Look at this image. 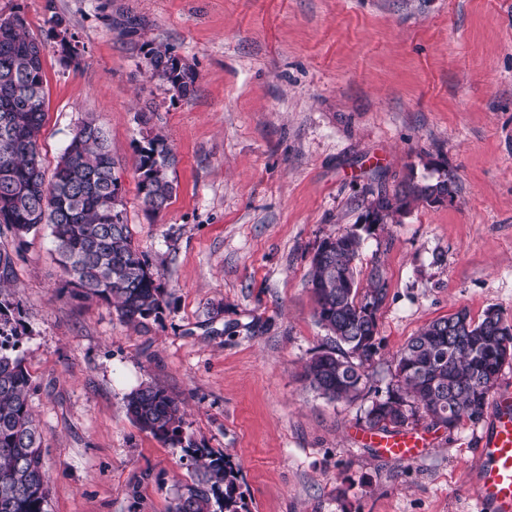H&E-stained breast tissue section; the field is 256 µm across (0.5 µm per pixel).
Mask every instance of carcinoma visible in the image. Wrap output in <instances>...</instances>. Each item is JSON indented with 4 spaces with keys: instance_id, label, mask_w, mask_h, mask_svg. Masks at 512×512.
<instances>
[{
    "instance_id": "carcinoma-1",
    "label": "carcinoma",
    "mask_w": 512,
    "mask_h": 512,
    "mask_svg": "<svg viewBox=\"0 0 512 512\" xmlns=\"http://www.w3.org/2000/svg\"><path fill=\"white\" fill-rule=\"evenodd\" d=\"M151 76L193 91L186 66L170 65L174 50L145 43ZM45 46L30 35L24 19L0 23V226L23 239L50 229L57 262L75 297L113 306L125 322L149 328L163 311L164 290L143 252L134 245L124 216L121 182L103 130L93 116L77 127L46 177L39 140L46 119L43 78ZM176 158L155 134L138 145L135 170L145 211L162 213L176 191L171 170ZM453 196L448 178L421 183L410 175L390 194L380 189L367 202L365 217L387 224L417 201ZM363 238L357 227L323 238L311 260L308 283L318 323L330 343L304 364L303 377L322 397L357 400L366 388V365L378 351V313L387 297L380 266L359 287L356 261ZM19 303L0 300V512H46L48 483L42 434L29 405L31 378L18 353ZM512 362V324L489 307L475 321L461 309L431 321L398 353L395 382L375 396L364 412L370 430L399 431L427 420L453 430L477 421L504 364ZM139 428L177 445L183 442L178 402L164 389L147 385L127 397ZM204 471L177 495L171 512H248L238 472L224 454L186 448Z\"/></svg>"
}]
</instances>
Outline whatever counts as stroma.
I'll list each match as a JSON object with an SVG mask.
<instances>
[{"mask_svg": "<svg viewBox=\"0 0 512 512\" xmlns=\"http://www.w3.org/2000/svg\"><path fill=\"white\" fill-rule=\"evenodd\" d=\"M0 14L45 44L46 169L94 114L133 242L165 290L160 319L137 331L64 289L48 229L19 240L0 228L47 512H170L195 480L182 446L128 416L127 395L146 384L178 399L184 444L235 464L249 512H478L470 473L486 419L419 422L409 463L354 434L422 326L461 308L512 322V0H0ZM55 18L78 64L58 54ZM151 41L194 73L191 96L150 78ZM152 128L177 157L156 216L134 166ZM409 175L450 177L454 199L364 233L358 280L377 264L387 281L380 346L364 397L329 401L302 378L328 341L312 255L363 224L369 192Z\"/></svg>", "mask_w": 512, "mask_h": 512, "instance_id": "35a3bbf8", "label": "stroma"}]
</instances>
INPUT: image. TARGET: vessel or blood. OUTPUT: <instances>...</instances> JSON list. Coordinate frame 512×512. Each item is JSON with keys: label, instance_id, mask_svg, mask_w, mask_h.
I'll list each match as a JSON object with an SVG mask.
<instances>
[{"label": "vessel or blood", "instance_id": "1", "mask_svg": "<svg viewBox=\"0 0 512 512\" xmlns=\"http://www.w3.org/2000/svg\"><path fill=\"white\" fill-rule=\"evenodd\" d=\"M493 413L485 429L481 454L484 463L471 481L481 512H512V389L492 398ZM370 442L383 456L408 461L419 453L413 435H371Z\"/></svg>", "mask_w": 512, "mask_h": 512}]
</instances>
